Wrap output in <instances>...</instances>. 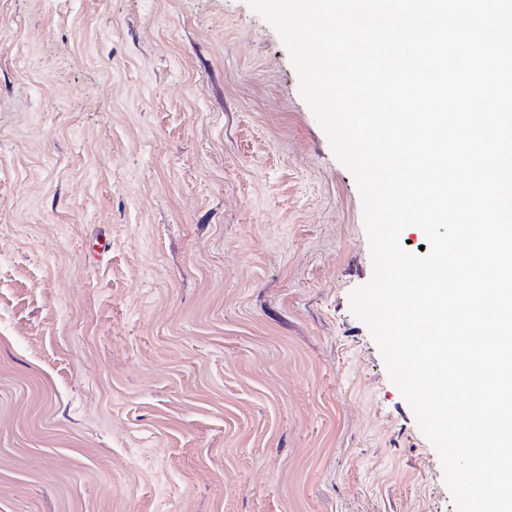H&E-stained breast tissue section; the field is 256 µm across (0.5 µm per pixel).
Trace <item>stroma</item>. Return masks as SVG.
<instances>
[{
    "mask_svg": "<svg viewBox=\"0 0 512 512\" xmlns=\"http://www.w3.org/2000/svg\"><path fill=\"white\" fill-rule=\"evenodd\" d=\"M372 271L246 0H0V512H456Z\"/></svg>",
    "mask_w": 512,
    "mask_h": 512,
    "instance_id": "1",
    "label": "stroma"
}]
</instances>
